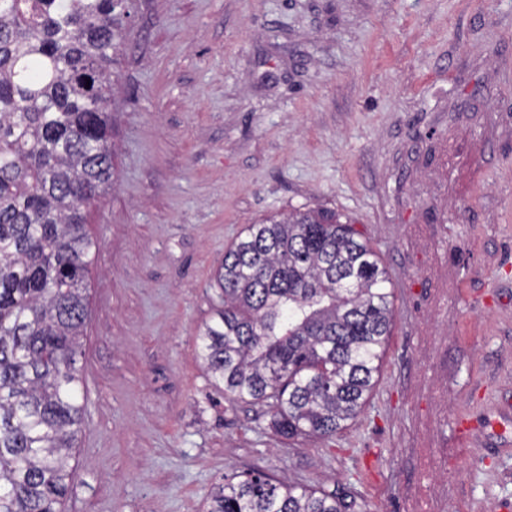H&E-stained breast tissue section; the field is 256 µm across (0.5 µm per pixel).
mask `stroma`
I'll list each match as a JSON object with an SVG mask.
<instances>
[{
  "instance_id": "35a3bbf8",
  "label": "stroma",
  "mask_w": 512,
  "mask_h": 512,
  "mask_svg": "<svg viewBox=\"0 0 512 512\" xmlns=\"http://www.w3.org/2000/svg\"><path fill=\"white\" fill-rule=\"evenodd\" d=\"M114 69L65 512H206L256 469L364 512H512L486 442L512 420V0H134ZM314 207L380 253L396 317L363 412L287 439L197 336L225 248Z\"/></svg>"
}]
</instances>
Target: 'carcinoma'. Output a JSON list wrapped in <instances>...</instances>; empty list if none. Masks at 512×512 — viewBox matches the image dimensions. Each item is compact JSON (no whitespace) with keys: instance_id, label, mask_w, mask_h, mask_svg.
I'll return each instance as SVG.
<instances>
[{"instance_id":"obj_1","label":"carcinoma","mask_w":512,"mask_h":512,"mask_svg":"<svg viewBox=\"0 0 512 512\" xmlns=\"http://www.w3.org/2000/svg\"><path fill=\"white\" fill-rule=\"evenodd\" d=\"M131 0H0V512H62L82 433L77 368L96 243L86 207L114 182L112 64ZM380 255L336 212L250 224L224 251L198 339L211 383L276 432L330 438L364 409L394 322ZM255 472L207 512H358Z\"/></svg>"}]
</instances>
